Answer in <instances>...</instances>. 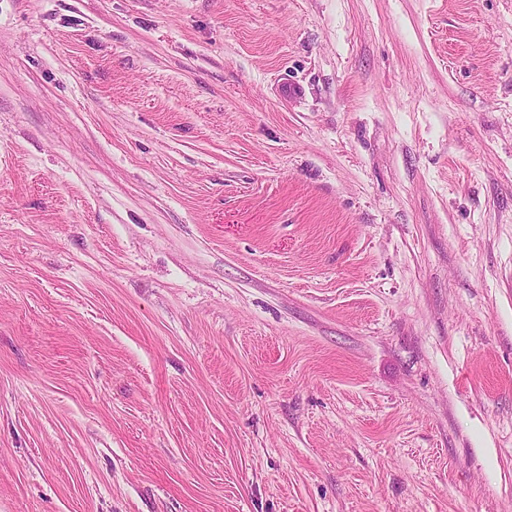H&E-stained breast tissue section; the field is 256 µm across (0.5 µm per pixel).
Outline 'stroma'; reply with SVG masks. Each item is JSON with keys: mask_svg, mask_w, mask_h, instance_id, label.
Listing matches in <instances>:
<instances>
[{"mask_svg": "<svg viewBox=\"0 0 512 512\" xmlns=\"http://www.w3.org/2000/svg\"><path fill=\"white\" fill-rule=\"evenodd\" d=\"M0 512H512V0H0Z\"/></svg>", "mask_w": 512, "mask_h": 512, "instance_id": "obj_1", "label": "stroma"}]
</instances>
